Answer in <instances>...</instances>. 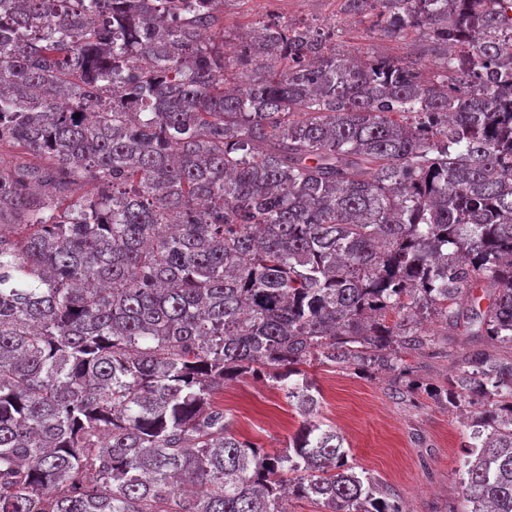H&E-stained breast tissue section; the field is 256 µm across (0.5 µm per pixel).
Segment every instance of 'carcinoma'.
<instances>
[{"instance_id": "cac0c4a2", "label": "carcinoma", "mask_w": 512, "mask_h": 512, "mask_svg": "<svg viewBox=\"0 0 512 512\" xmlns=\"http://www.w3.org/2000/svg\"><path fill=\"white\" fill-rule=\"evenodd\" d=\"M227 2L0 0V512H407L216 398L308 414L352 364L411 401L440 329L463 512H512V0H341L410 50L359 61L278 13L230 56ZM234 432L260 448L273 452L284 448L304 417L270 380L247 377L229 382L217 400Z\"/></svg>"}]
</instances>
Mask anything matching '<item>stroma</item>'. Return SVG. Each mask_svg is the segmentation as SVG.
<instances>
[{"instance_id": "35a3bbf8", "label": "stroma", "mask_w": 512, "mask_h": 512, "mask_svg": "<svg viewBox=\"0 0 512 512\" xmlns=\"http://www.w3.org/2000/svg\"><path fill=\"white\" fill-rule=\"evenodd\" d=\"M308 375L322 395L319 420L344 435L357 472L388 485L409 512H456L457 471L470 433L464 416L424 394L393 400L387 376L352 365L312 367ZM218 401L240 438L271 452L302 425L299 411L268 380L230 382Z\"/></svg>"}]
</instances>
